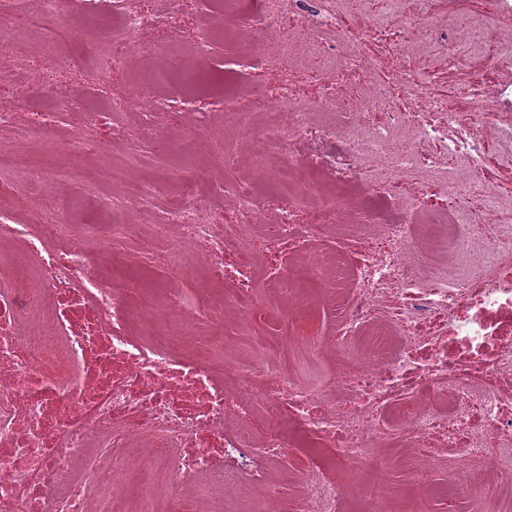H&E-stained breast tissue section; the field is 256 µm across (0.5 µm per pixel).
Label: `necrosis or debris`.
<instances>
[{
	"label": "necrosis or debris",
	"instance_id": "1",
	"mask_svg": "<svg viewBox=\"0 0 512 512\" xmlns=\"http://www.w3.org/2000/svg\"><path fill=\"white\" fill-rule=\"evenodd\" d=\"M38 0L65 18L57 57L88 55L106 88L89 112L62 73L14 50L0 0V71L29 74L69 109L0 104V512H431L451 473L487 455L459 512H512V168L506 89L439 91L408 65L415 44L449 69L484 50L481 19L413 29L425 0ZM109 27H100L102 17ZM224 51L223 79L206 61ZM142 76L138 92L116 75ZM209 135L173 138L175 109ZM98 167L102 224L31 206L22 177L56 188L58 156ZM159 157L140 177L138 133ZM104 241L157 287L112 284L87 251ZM203 271L206 294L186 281ZM261 312L329 314L333 329L229 353L224 328ZM396 455L400 493L382 478Z\"/></svg>",
	"mask_w": 512,
	"mask_h": 512
}]
</instances>
